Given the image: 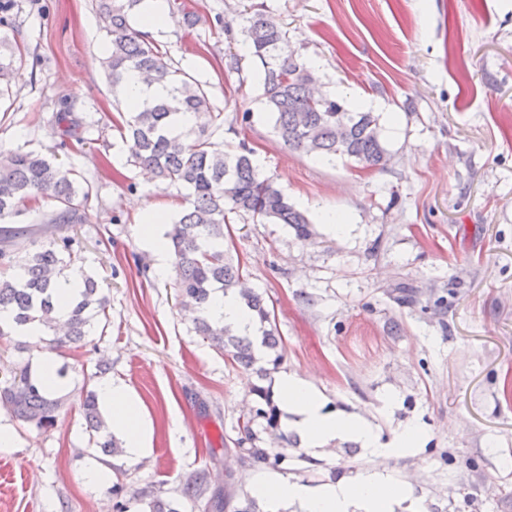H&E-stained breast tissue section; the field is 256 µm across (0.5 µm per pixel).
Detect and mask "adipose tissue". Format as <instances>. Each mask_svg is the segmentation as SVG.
<instances>
[{
	"label": "adipose tissue",
	"instance_id": "obj_1",
	"mask_svg": "<svg viewBox=\"0 0 512 512\" xmlns=\"http://www.w3.org/2000/svg\"><path fill=\"white\" fill-rule=\"evenodd\" d=\"M100 397L110 408L109 426L126 436V459L136 463L144 449L143 433L135 404L126 386L114 379L99 382ZM280 409L288 415L287 425L314 448L343 440H355L373 454L382 448L372 427L360 416L327 410L326 404L309 381L283 372L273 382ZM257 493L268 512H394L408 499L407 492L391 483L381 470L371 468L357 476L310 487L278 479L262 483Z\"/></svg>",
	"mask_w": 512,
	"mask_h": 512
}]
</instances>
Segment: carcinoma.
Wrapping results in <instances>:
<instances>
[{
  "label": "carcinoma",
  "instance_id": "cac0c4a2",
  "mask_svg": "<svg viewBox=\"0 0 512 512\" xmlns=\"http://www.w3.org/2000/svg\"><path fill=\"white\" fill-rule=\"evenodd\" d=\"M106 16L109 54L100 59L112 81L122 87L125 76L138 72L161 84L166 94L148 100L119 126L128 134L130 162L150 169L158 178L186 190L185 206L165 236L173 257L175 288L180 310L197 335L206 339L232 365L264 381L282 362V341L277 335L275 310L263 293L244 287L239 264L226 257L224 224L228 214L259 216L285 224L297 239L313 237L305 212L253 163V150L241 143L239 151L227 153L210 141L209 128L219 119L213 112L207 85L172 66L158 46L130 23L142 0H96ZM241 33L250 55L262 66L260 73L265 112L273 120L278 137L290 149L314 154L328 161L338 158L364 168H379L387 162L378 116L353 112L342 100L322 94L312 102L309 80L315 72L288 46L286 32L266 11L253 9L241 17ZM15 61L0 56V97L11 91ZM89 198L80 190L73 170L51 159L19 150L0 152V220L33 210L41 202L54 203L55 210L42 215L40 226L56 228L77 221V207ZM14 231L0 229V313L23 326L38 322L57 329L56 311L66 310V332L50 339L53 349L86 347L94 327L109 324L108 298L94 276L71 267L78 239L73 235L54 238L23 257L10 248ZM75 280L71 295L56 293L59 281ZM236 293L252 313L258 335H240L214 323L208 305L216 290ZM66 367H51L35 375L27 367L0 372V401L8 404L15 418L47 431L56 422L61 399L53 397ZM255 405L238 418V438L233 452L245 467L278 468L288 462L287 451L263 447L262 434L279 433L280 412L270 388L254 385ZM80 408L89 432V442L106 457L121 453L122 444L106 429L98 394L83 388ZM209 470L202 469L186 480L178 497L143 495L146 512H261L256 498L241 500L209 489Z\"/></svg>",
  "mask_w": 512,
  "mask_h": 512
}]
</instances>
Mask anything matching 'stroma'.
<instances>
[{
	"label": "stroma",
	"mask_w": 512,
	"mask_h": 512,
	"mask_svg": "<svg viewBox=\"0 0 512 512\" xmlns=\"http://www.w3.org/2000/svg\"><path fill=\"white\" fill-rule=\"evenodd\" d=\"M12 4L6 47L22 64L0 101V149L45 154L90 186L67 231L82 241L75 265L110 300L111 324L55 357L69 370L54 428L0 406L14 436L0 447V512H116L113 483L84 478L101 461L79 396L101 357L147 430L136 465L112 460L128 512H140L135 494L176 496L203 468L239 499L271 478L321 485L371 467L406 487L420 512H512V467L502 465L512 458V402L502 395L512 378V0H175L156 38L207 83L223 114L212 142L251 147L314 225L304 242L285 225L229 217V256L275 305L282 370L309 379L328 410L361 415L389 449L377 457L347 440L318 452L292 432L284 471L209 457L236 439L253 378L193 332L173 271L158 272L143 246V209L159 204L176 220L182 194L128 160L116 128L125 99L98 62L106 34L96 0ZM253 5L280 22L325 92L378 115L385 167L327 161L278 138L238 26ZM64 111L88 124L84 143L62 139L55 117ZM402 285L416 290L414 304L394 301ZM410 424L422 442L395 449Z\"/></svg>",
	"instance_id": "obj_1"
}]
</instances>
